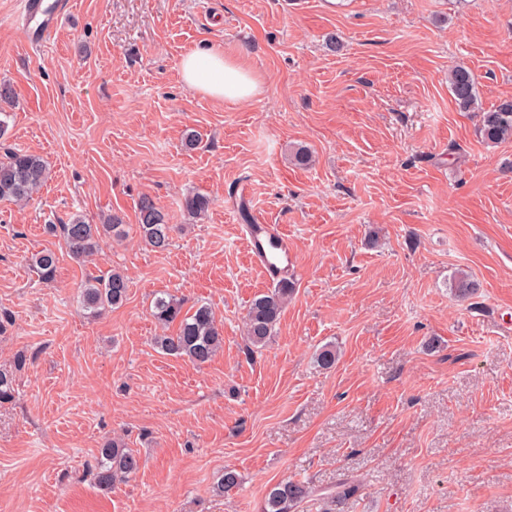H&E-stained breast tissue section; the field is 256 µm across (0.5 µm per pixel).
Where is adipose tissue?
I'll return each mask as SVG.
<instances>
[{"label":"adipose tissue","instance_id":"adipose-tissue-1","mask_svg":"<svg viewBox=\"0 0 512 512\" xmlns=\"http://www.w3.org/2000/svg\"><path fill=\"white\" fill-rule=\"evenodd\" d=\"M179 72L185 87L230 104L250 101L261 91L253 71L216 49H196L184 54Z\"/></svg>","mask_w":512,"mask_h":512}]
</instances>
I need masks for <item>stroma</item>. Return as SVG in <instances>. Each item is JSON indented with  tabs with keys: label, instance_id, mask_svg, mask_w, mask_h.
Returning a JSON list of instances; mask_svg holds the SVG:
<instances>
[{
	"label": "stroma",
	"instance_id": "35a3bbf8",
	"mask_svg": "<svg viewBox=\"0 0 512 512\" xmlns=\"http://www.w3.org/2000/svg\"><path fill=\"white\" fill-rule=\"evenodd\" d=\"M72 2L36 50L19 0H0V156L48 164L32 199L0 202V365L29 358L0 407V512H261L289 477L312 489L296 512H326L343 478L361 491L340 512H512V144L483 142L448 89L461 63L484 107L512 98V0ZM209 47L263 93L226 105L185 88L182 56ZM195 192L200 219L181 207ZM145 196L175 226L167 251L139 238ZM74 213L121 214L125 236L76 261L46 230ZM248 216L283 225L297 258L256 351L243 320L268 284ZM44 249L50 282L29 265ZM114 268L126 302L88 316L82 282ZM460 270L477 305L452 291ZM158 291L213 308L211 362L154 346ZM108 437L140 467L103 490L87 468ZM228 466L242 485L220 497Z\"/></svg>",
	"mask_w": 512,
	"mask_h": 512
}]
</instances>
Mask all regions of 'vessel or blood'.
<instances>
[{"label": "vessel or blood", "instance_id": "b4317fda", "mask_svg": "<svg viewBox=\"0 0 512 512\" xmlns=\"http://www.w3.org/2000/svg\"><path fill=\"white\" fill-rule=\"evenodd\" d=\"M72 0H20L19 33L33 48L42 47L48 36L70 14ZM245 242L249 258L270 280L283 278L294 265L288 237L278 224H251Z\"/></svg>", "mask_w": 512, "mask_h": 512}]
</instances>
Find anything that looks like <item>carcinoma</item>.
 <instances>
[{
	"label": "carcinoma",
	"mask_w": 512,
	"mask_h": 512,
	"mask_svg": "<svg viewBox=\"0 0 512 512\" xmlns=\"http://www.w3.org/2000/svg\"><path fill=\"white\" fill-rule=\"evenodd\" d=\"M448 84L459 111L478 113L479 133L485 143L493 146L512 143V99H504L488 109L481 107L474 75L463 64L449 70ZM46 175L47 164L41 156L24 150L8 152L0 158V201H28L43 186ZM181 207L189 216L200 218L208 210L209 199L201 194H189L181 201ZM137 210L142 239L158 252L167 250L174 227L168 223L166 214L148 197L139 200ZM123 226L124 217L117 213L109 215L105 224H90L83 215L75 213L59 224L49 225V229L63 238L73 258L84 260L97 252L106 237L122 236ZM30 266L41 279L48 281L55 275L57 257L51 250H42L31 257ZM128 288L127 278L119 270L92 276L82 285V307L89 316L96 317L109 308L121 306L127 300ZM452 288L458 298L466 300L477 296L481 285L472 275L460 271L453 278ZM293 293V282L284 279L250 301L244 319L249 349H261L268 344ZM153 316L164 328L163 334L154 338L155 345L168 356L186 358L202 366L224 346L223 327L207 304L186 311L183 300L163 291L155 297ZM336 361L333 346L322 347L316 355V363L323 370L334 368ZM26 364V356L18 353L13 367L0 369V405L13 400L15 373ZM138 469L139 458L124 445L109 439L100 448L94 479L98 486L109 489ZM241 485L237 470L226 467L215 492L228 496L237 492ZM358 492L357 483L342 479L336 484L331 503L337 507ZM310 493V486L301 480L276 482L267 488L262 512H294Z\"/></svg>",
	"instance_id": "cac0c4a2"
}]
</instances>
